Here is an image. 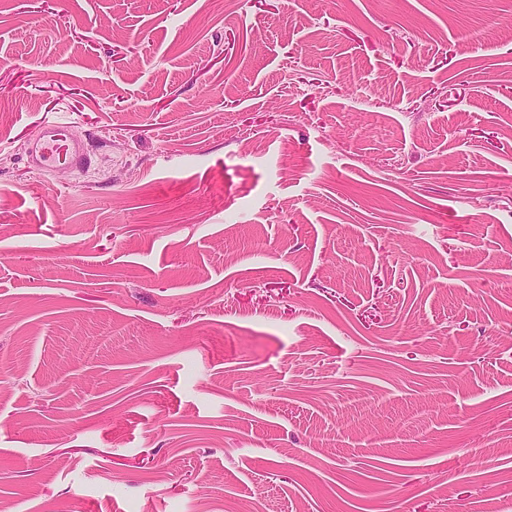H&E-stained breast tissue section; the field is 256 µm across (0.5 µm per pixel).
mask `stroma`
I'll use <instances>...</instances> for the list:
<instances>
[{
    "label": "stroma",
    "mask_w": 512,
    "mask_h": 512,
    "mask_svg": "<svg viewBox=\"0 0 512 512\" xmlns=\"http://www.w3.org/2000/svg\"><path fill=\"white\" fill-rule=\"evenodd\" d=\"M510 276L512 0H0V512H512ZM27 163L47 172L66 164L81 173L92 164L87 147L73 135V125L68 118L47 120L27 155Z\"/></svg>",
    "instance_id": "stroma-1"
}]
</instances>
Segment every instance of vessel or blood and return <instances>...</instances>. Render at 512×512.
<instances>
[{"mask_svg": "<svg viewBox=\"0 0 512 512\" xmlns=\"http://www.w3.org/2000/svg\"><path fill=\"white\" fill-rule=\"evenodd\" d=\"M27 162L42 172L64 164L80 173L91 166L92 159L87 147L74 137L72 123L56 117L43 124L28 152Z\"/></svg>", "mask_w": 512, "mask_h": 512, "instance_id": "b4317fda", "label": "vessel or blood"}]
</instances>
